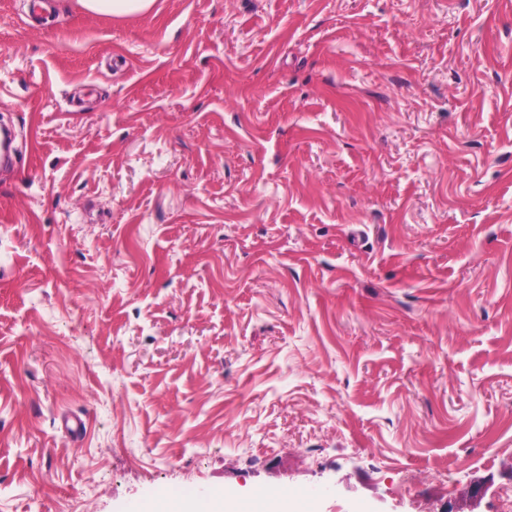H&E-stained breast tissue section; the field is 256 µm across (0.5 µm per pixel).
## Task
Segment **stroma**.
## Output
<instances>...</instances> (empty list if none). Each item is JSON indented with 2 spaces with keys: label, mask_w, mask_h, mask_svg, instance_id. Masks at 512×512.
<instances>
[{
  "label": "stroma",
  "mask_w": 512,
  "mask_h": 512,
  "mask_svg": "<svg viewBox=\"0 0 512 512\" xmlns=\"http://www.w3.org/2000/svg\"><path fill=\"white\" fill-rule=\"evenodd\" d=\"M0 512H499L512 0H0ZM90 14L134 15L148 11L154 0H79ZM291 495L282 492L278 495L262 498L264 502L261 509L255 504H248L227 497L220 492L207 500L196 503L183 502L177 496L161 493L154 500L148 502L146 512H288L293 511Z\"/></svg>",
  "instance_id": "1"
}]
</instances>
